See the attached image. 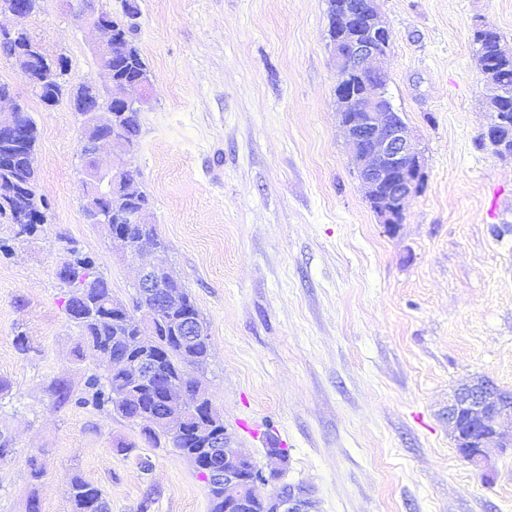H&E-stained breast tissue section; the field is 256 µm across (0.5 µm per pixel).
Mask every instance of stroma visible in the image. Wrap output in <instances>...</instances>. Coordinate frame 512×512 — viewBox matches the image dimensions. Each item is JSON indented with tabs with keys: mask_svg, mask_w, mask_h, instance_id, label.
<instances>
[{
	"mask_svg": "<svg viewBox=\"0 0 512 512\" xmlns=\"http://www.w3.org/2000/svg\"><path fill=\"white\" fill-rule=\"evenodd\" d=\"M138 3L155 81L127 166L207 322L199 376L236 448L265 465L274 435L284 481L312 485L319 512H512V453L490 450L483 475L447 418L449 394L474 378L512 389V161L478 145L492 115L473 44L481 24L512 46V0H377L387 89L425 159L393 235L346 156L326 0ZM24 27L67 57V87L99 79L95 36L62 0H42ZM0 82L37 123V188L51 208L32 235L0 223V432L14 449L0 461V512L33 500L70 512L73 474L109 512H208L202 477L175 449L56 402V385L78 394L106 371L76 354L58 268L80 249L128 304L138 264L84 217L69 97L45 106L1 56Z\"/></svg>",
	"mask_w": 512,
	"mask_h": 512,
	"instance_id": "obj_1",
	"label": "stroma"
}]
</instances>
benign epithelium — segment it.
Masks as SVG:
<instances>
[{
    "instance_id": "1",
    "label": "benign epithelium",
    "mask_w": 512,
    "mask_h": 512,
    "mask_svg": "<svg viewBox=\"0 0 512 512\" xmlns=\"http://www.w3.org/2000/svg\"><path fill=\"white\" fill-rule=\"evenodd\" d=\"M0 13L15 21L11 29L0 28V43L18 42L23 31L22 23L27 18L26 0H10L0 5ZM356 14L354 6L342 5L330 20L331 29L336 31L332 55L341 106L339 124L346 137L348 159L366 190V198L380 223L393 234L403 223L405 203L423 186L424 159L408 125L393 111L384 84L377 82V77L385 72L390 31L378 15L375 0H367L365 12L371 38L359 39L348 32ZM78 17L97 33L98 64L107 77V82L100 85L93 80L89 87L94 91L115 88L107 64L112 54L109 22L98 12L88 9L79 12ZM58 73L59 68L50 65L37 73L27 71L25 75L31 89L37 90L55 82ZM497 98V112L482 137L498 157L512 159V136L504 134L512 129V114L508 113L512 108V85H498ZM3 107L8 111L0 112V137L23 138L26 132L22 123L25 103L6 91L0 94V109ZM73 109L87 110V117L94 124L108 126L112 122V113L97 104L90 105L85 98H73ZM102 143L112 147L119 164L107 172L94 167L95 181H110L128 174L124 158L131 153L119 151L116 140L110 136L97 141L99 145ZM110 234L112 239L125 245L131 258L141 260L137 287H159L156 271L161 268L164 273L172 274L170 268L162 267V255L155 248L135 244L118 229L110 230ZM163 303L164 306L158 309L141 311L143 323H152L166 312V308L177 305L178 300L171 295L164 297ZM130 373L135 385L149 384L154 374L153 359L140 356L132 362ZM448 428L458 454L473 466L489 470L488 449L512 450V391L485 378L458 387L448 399ZM201 437L209 449L205 469L211 479L224 483V502L243 504L248 489L279 480V469L264 471L258 468L251 457L234 448V439L229 433L207 431ZM263 505L265 512H318L313 489L303 483L276 486L273 492L263 496Z\"/></svg>"
}]
</instances>
